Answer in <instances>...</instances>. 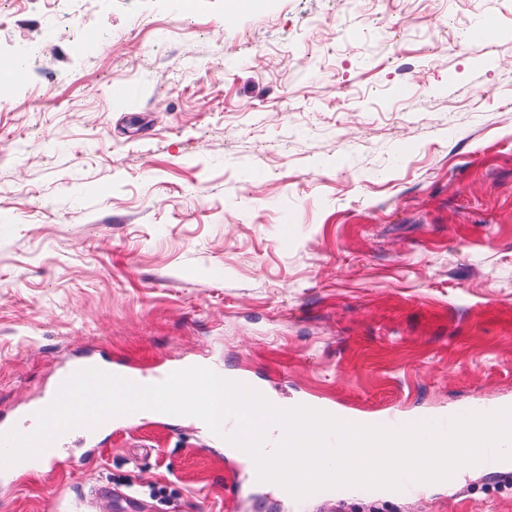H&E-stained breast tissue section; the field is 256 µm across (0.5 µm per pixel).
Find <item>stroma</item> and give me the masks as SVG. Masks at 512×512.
<instances>
[{
  "label": "stroma",
  "mask_w": 512,
  "mask_h": 512,
  "mask_svg": "<svg viewBox=\"0 0 512 512\" xmlns=\"http://www.w3.org/2000/svg\"><path fill=\"white\" fill-rule=\"evenodd\" d=\"M224 9L0 0L33 58L0 101V419L89 350L403 424L512 405V0ZM69 452L0 512H512V470L289 501L188 421Z\"/></svg>",
  "instance_id": "stroma-1"
}]
</instances>
